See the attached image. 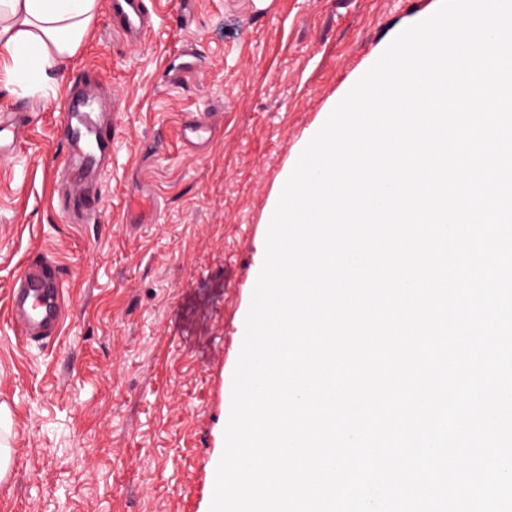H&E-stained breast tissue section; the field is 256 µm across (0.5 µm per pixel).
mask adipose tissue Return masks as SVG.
Listing matches in <instances>:
<instances>
[{"label":"adipose tissue","mask_w":512,"mask_h":512,"mask_svg":"<svg viewBox=\"0 0 512 512\" xmlns=\"http://www.w3.org/2000/svg\"><path fill=\"white\" fill-rule=\"evenodd\" d=\"M100 0H0V77L43 90L48 71L81 48Z\"/></svg>","instance_id":"1"}]
</instances>
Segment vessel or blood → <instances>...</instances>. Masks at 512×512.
Instances as JSON below:
<instances>
[{"label":"vessel or blood","mask_w":512,"mask_h":512,"mask_svg":"<svg viewBox=\"0 0 512 512\" xmlns=\"http://www.w3.org/2000/svg\"><path fill=\"white\" fill-rule=\"evenodd\" d=\"M112 28L121 33L141 34L148 21L145 0H110ZM61 133L70 153L69 168L84 167L87 161L112 156L114 136L110 125L98 119V102L83 80L73 82L64 104ZM28 122L26 114L0 115V160L16 153L20 134ZM13 319L25 339L56 328L61 321L60 285L52 264L42 261L28 265L19 274L11 291Z\"/></svg>","instance_id":"1"}]
</instances>
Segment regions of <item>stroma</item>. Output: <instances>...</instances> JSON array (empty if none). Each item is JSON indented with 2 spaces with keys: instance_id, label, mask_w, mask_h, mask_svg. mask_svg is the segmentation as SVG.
<instances>
[{
  "instance_id": "35a3bbf8",
  "label": "stroma",
  "mask_w": 512,
  "mask_h": 512,
  "mask_svg": "<svg viewBox=\"0 0 512 512\" xmlns=\"http://www.w3.org/2000/svg\"><path fill=\"white\" fill-rule=\"evenodd\" d=\"M127 40L101 4L43 103L0 86V115L27 113L0 162V405L12 464L0 512H209L229 390L251 304L253 256L273 185L296 144L435 0H146ZM194 56L199 75L169 71ZM115 110L117 141L90 222L59 210L58 124L72 78ZM213 125L190 144L184 125ZM58 265L62 324L17 337L10 308L25 264Z\"/></svg>"
}]
</instances>
